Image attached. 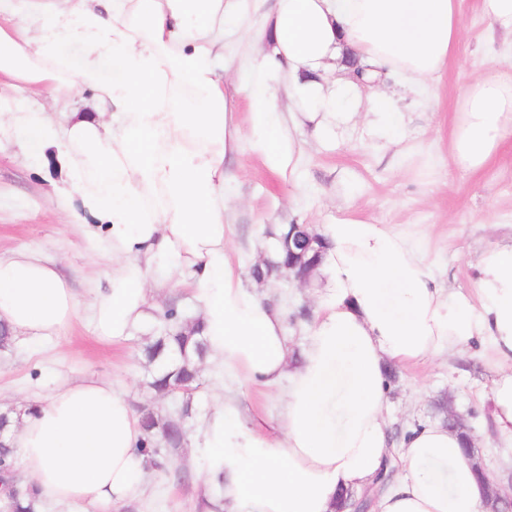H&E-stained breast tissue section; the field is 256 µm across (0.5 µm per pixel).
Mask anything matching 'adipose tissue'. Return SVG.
<instances>
[{"label":"adipose tissue","instance_id":"1","mask_svg":"<svg viewBox=\"0 0 512 512\" xmlns=\"http://www.w3.org/2000/svg\"><path fill=\"white\" fill-rule=\"evenodd\" d=\"M245 0H0V80L52 97L89 86L98 114L55 128L43 111L0 95V131L33 155L55 145L73 178L63 194L91 215L90 236L112 259L107 286L83 306L40 255L0 256V322L31 348L90 309L99 338L121 342L148 316V285L169 268L201 312L208 355L225 388L287 384L278 431H262L231 399L203 419L195 452L203 484L223 480L224 512H336L343 489L370 484L388 448L386 363L408 367L477 342L501 361L493 418L512 442V239L482 248L473 293L436 279L424 240L392 224L346 217L322 224L316 316L302 361L287 370L285 313L245 283L234 260L226 162L251 138L274 172L296 171V140L273 106L271 77L287 71L314 139L363 120L388 145L406 125L382 73L433 79L461 37L459 0H278L270 49L253 66L246 119L228 109L215 66L224 21ZM369 66L362 90L354 64ZM190 88L201 108L174 111ZM512 127V78L481 75L459 102L451 153L476 172ZM139 416L111 381L62 382L11 432L16 468L42 499L119 512L147 492ZM441 423L411 429L403 471L375 512H485L484 486Z\"/></svg>","mask_w":512,"mask_h":512}]
</instances>
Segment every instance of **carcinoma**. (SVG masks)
I'll return each mask as SVG.
<instances>
[{"mask_svg": "<svg viewBox=\"0 0 512 512\" xmlns=\"http://www.w3.org/2000/svg\"><path fill=\"white\" fill-rule=\"evenodd\" d=\"M158 335L145 346L150 366L146 376L148 388L176 402L174 411L161 414L150 408L139 410L145 438L142 447L148 455L146 465L158 471L164 480L187 486L190 472L173 466L172 456L188 441L189 420L196 410V399L201 391L202 365L207 347L199 318L185 315L178 304L169 305L158 316ZM16 449L0 441V470L9 473L14 482L13 464ZM13 512H41L43 503L34 487H9Z\"/></svg>", "mask_w": 512, "mask_h": 512, "instance_id": "cac0c4a2", "label": "carcinoma"}]
</instances>
